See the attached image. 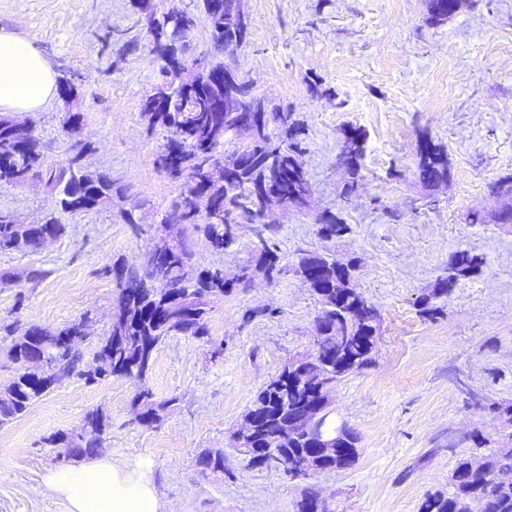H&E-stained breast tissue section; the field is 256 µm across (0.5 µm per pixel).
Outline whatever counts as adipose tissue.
I'll return each instance as SVG.
<instances>
[{"label": "adipose tissue", "mask_w": 512, "mask_h": 512, "mask_svg": "<svg viewBox=\"0 0 512 512\" xmlns=\"http://www.w3.org/2000/svg\"><path fill=\"white\" fill-rule=\"evenodd\" d=\"M55 95L49 60L27 39L0 32V112L45 109ZM45 486L65 497L70 512H157V500L141 479L123 476L108 457L80 460L48 472Z\"/></svg>", "instance_id": "adipose-tissue-1"}]
</instances>
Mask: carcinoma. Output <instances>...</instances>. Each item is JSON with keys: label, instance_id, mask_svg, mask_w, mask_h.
<instances>
[{"label": "carcinoma", "instance_id": "cac0c4a2", "mask_svg": "<svg viewBox=\"0 0 512 512\" xmlns=\"http://www.w3.org/2000/svg\"><path fill=\"white\" fill-rule=\"evenodd\" d=\"M239 12L227 10L213 14L204 9L197 16L184 10L169 11L152 19V51L162 62L163 80L154 91L167 93L166 106L161 112H145L149 124L158 127L165 137L182 136L188 145L186 167L176 172L167 169L175 180L184 181L182 191L173 203L178 220L196 224L205 220V232L211 247L222 250L233 241L234 226L254 224V233L262 247L259 268L269 281H275L291 272L299 277L311 264L323 267L322 280L333 284L331 288L314 287L323 306L326 329L316 341V352L306 359L290 361L287 367H297L307 375H324L328 386H333L347 374L357 371L370 361L371 347L354 339V328L360 322L379 319L377 308L370 304L360 313L336 310V292L344 293L350 303L364 299L352 279L336 281V259L321 255H306L296 264L288 266L280 255L268 245L265 234L276 233V226L263 222L269 203L260 199L256 187L280 165L287 167L296 161L302 151L298 138V122L288 111L270 109L266 131L259 135L243 123L236 124V111L252 103L265 104L253 84L245 77L235 79V85L224 86V73L230 71L226 60L216 62L199 58L192 62L181 55L183 39L203 23L211 29L210 54L221 57L228 53L229 34L236 31L240 43H245L249 30L239 27ZM245 132L247 150L224 156V143L228 135ZM23 138L28 141L27 151L11 157L14 143ZM88 150L83 144L66 163L44 167L43 144L35 136L31 125L9 116H0V156L9 161L0 165V181L24 183L29 179L41 180L45 187L58 195L62 209L71 212L90 211L98 205L112 201L122 188L111 180L93 176L82 170V156ZM240 167L239 180L224 184V165ZM421 171L426 180L434 183L448 178V160L439 149L428 150L422 159ZM167 219L157 233V241L171 250L170 263L159 267L149 259L137 265L122 264L124 277L115 283L119 313L112 320L109 335L99 342L97 354L112 348V355L122 361L121 375L145 381L156 348L171 336H192L198 340L208 338L205 316L215 303L234 286L246 285L252 279L253 268L243 265L228 278L220 267L202 268L195 252L186 244L170 239ZM325 237H339L346 226L336 222V216L326 214L320 218ZM40 238L31 227L19 224L8 211L0 210V252H27L37 247ZM87 315L58 331L30 327L16 335V325L5 324L0 329L12 336L11 358L21 364L34 359L42 338L46 348L45 372L62 373V379L80 378L87 384L103 381L115 374L109 363L94 368H82L83 354L58 353L50 348V337L82 327L81 340L88 341ZM53 379L44 385L31 384L26 373H19L6 391L0 395V428L21 416L29 405L45 396L55 387ZM311 401L307 390L297 385L277 386L268 382L259 392L254 405L266 408L269 425L247 426L236 435L234 442L241 449L259 443L269 449L271 465L280 455H289L302 464L308 460L320 461L322 470L345 468L357 455L358 437L352 431L341 439L342 455L329 457L309 444L307 432L289 420L301 416ZM135 402L153 413L176 403L172 398L164 403L153 400L149 388L140 386ZM107 423L102 414L90 411L84 416L80 432L47 438L46 444L57 449L56 458L65 463L74 458L93 455L102 449L101 443ZM485 502L489 512H512V433L496 448L477 456L458 461L448 492L429 496L422 512H469L471 505Z\"/></svg>", "mask_w": 512, "mask_h": 512}]
</instances>
